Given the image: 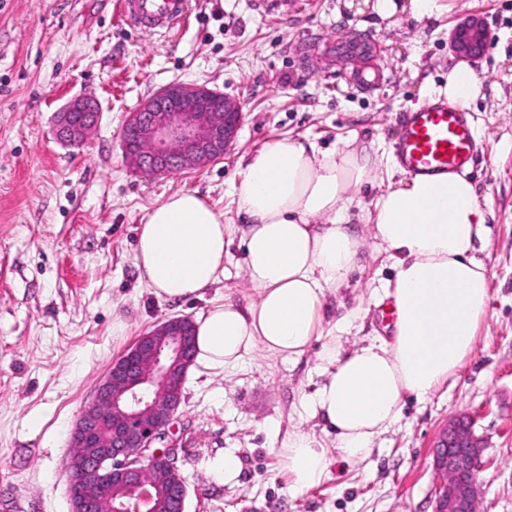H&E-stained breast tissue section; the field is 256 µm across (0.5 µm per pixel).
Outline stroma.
I'll return each mask as SVG.
<instances>
[{
    "label": "stroma",
    "mask_w": 512,
    "mask_h": 512,
    "mask_svg": "<svg viewBox=\"0 0 512 512\" xmlns=\"http://www.w3.org/2000/svg\"><path fill=\"white\" fill-rule=\"evenodd\" d=\"M394 2L382 13L377 0H187V27L151 30L123 22L117 0H0V512H70L71 430L138 336L171 316L258 299L235 244L201 297L152 293L135 260L145 214L194 190L242 224L232 187L249 157L285 137L324 151L371 144L389 159L401 116L432 98L456 64L448 38L469 15L492 32L473 64L483 87L469 110L478 157L467 176L487 214L474 254L490 281L471 354L427 398H407L367 458L334 459L320 486L289 489L278 448L293 427L321 432L299 401L320 381L324 344L349 350L387 332L376 290L393 270L369 242L366 189L349 212L365 241L361 267L329 296L321 339L294 360L258 349L231 371H189L173 438L186 512H432L438 433L467 414L486 444L480 512H512V0H435L425 13ZM375 64L382 85L356 87L350 70ZM173 82L239 99L236 142L199 169L134 173L122 155L124 120ZM79 95L97 102L99 125L70 147L56 137V116ZM356 307L367 311L362 326L338 333ZM228 452L241 470L220 484L210 464Z\"/></svg>",
    "instance_id": "stroma-1"
}]
</instances>
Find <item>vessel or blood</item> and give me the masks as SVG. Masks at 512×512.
<instances>
[{"label": "vessel or blood", "instance_id": "vessel-or-blood-1", "mask_svg": "<svg viewBox=\"0 0 512 512\" xmlns=\"http://www.w3.org/2000/svg\"><path fill=\"white\" fill-rule=\"evenodd\" d=\"M119 10L138 28L170 29L189 21L187 0H121ZM475 150V134L465 113L446 100L425 101L400 121L395 156L409 175L466 170L475 161Z\"/></svg>", "mask_w": 512, "mask_h": 512}]
</instances>
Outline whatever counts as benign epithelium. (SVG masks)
<instances>
[{
  "label": "benign epithelium",
  "mask_w": 512,
  "mask_h": 512,
  "mask_svg": "<svg viewBox=\"0 0 512 512\" xmlns=\"http://www.w3.org/2000/svg\"><path fill=\"white\" fill-rule=\"evenodd\" d=\"M490 40L489 25L469 16L452 30L449 47L475 62ZM241 119L237 99L205 85L171 83L128 115L124 159L133 171L155 176L207 166L233 147ZM97 123L96 103L76 97L58 114L57 135L70 146L82 145ZM191 327L187 316L169 317L112 361L71 432V512H160L169 498L185 512L187 487L171 435L195 359L187 346ZM485 448L470 416L441 429L433 452V512H472Z\"/></svg>",
  "instance_id": "benign-epithelium-1"
}]
</instances>
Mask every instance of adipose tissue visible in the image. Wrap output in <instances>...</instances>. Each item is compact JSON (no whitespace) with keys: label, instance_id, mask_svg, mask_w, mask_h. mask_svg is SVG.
I'll return each instance as SVG.
<instances>
[{"label":"adipose tissue","instance_id":"ef3b65f1","mask_svg":"<svg viewBox=\"0 0 512 512\" xmlns=\"http://www.w3.org/2000/svg\"><path fill=\"white\" fill-rule=\"evenodd\" d=\"M482 81L454 67L438 95L469 109ZM381 183L368 212L373 238L392 261L383 296L395 308L391 337L352 352L325 353L322 380L301 402L323 421L335 449L302 430L289 432L279 454L290 488L319 486L333 457L363 460L374 439L402 416L403 400L423 398L447 381L472 352L489 297L485 265L472 254L485 212L473 183L456 172L391 180L376 150L282 138L260 148L234 186L237 230L194 191H180L144 217L135 250L142 281L157 296H198L224 272L232 241L259 300L247 308L212 306L195 325L196 362L209 369L240 365L255 349L302 355L322 334L328 294L359 262L362 239L349 211L363 185Z\"/></svg>","mask_w":512,"mask_h":512}]
</instances>
